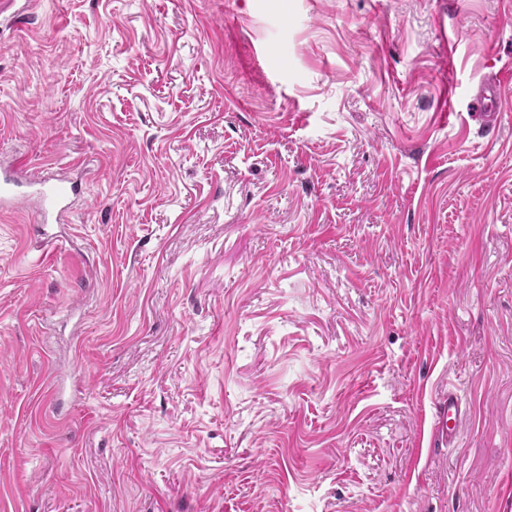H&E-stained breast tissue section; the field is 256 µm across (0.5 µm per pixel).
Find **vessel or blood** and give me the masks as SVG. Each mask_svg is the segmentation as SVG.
<instances>
[{"mask_svg": "<svg viewBox=\"0 0 512 512\" xmlns=\"http://www.w3.org/2000/svg\"><path fill=\"white\" fill-rule=\"evenodd\" d=\"M80 192L77 184L49 174H29L0 167V209H12L36 200L41 207L40 233L47 244H54L55 224L63 222ZM461 405L455 392H448L436 404L433 414V441L445 443L453 437L460 423Z\"/></svg>", "mask_w": 512, "mask_h": 512, "instance_id": "obj_1", "label": "vessel or blood"}]
</instances>
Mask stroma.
<instances>
[{
  "mask_svg": "<svg viewBox=\"0 0 512 512\" xmlns=\"http://www.w3.org/2000/svg\"><path fill=\"white\" fill-rule=\"evenodd\" d=\"M505 68L512 0L0 19V157L83 183L0 212V512H512ZM508 81V76L497 77L494 87L478 95L471 103L477 112H494L499 103L502 84ZM461 405L454 391L448 390L436 404L433 414V434L431 439L441 444L448 443L460 423Z\"/></svg>",
  "mask_w": 512,
  "mask_h": 512,
  "instance_id": "35a3bbf8",
  "label": "stroma"
}]
</instances>
